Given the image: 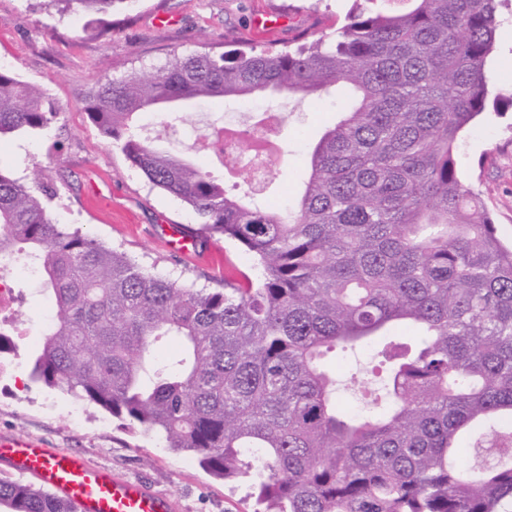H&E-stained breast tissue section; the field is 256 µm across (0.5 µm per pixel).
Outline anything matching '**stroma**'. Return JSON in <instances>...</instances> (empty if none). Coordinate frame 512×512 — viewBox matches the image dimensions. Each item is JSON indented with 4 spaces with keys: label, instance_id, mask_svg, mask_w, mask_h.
Masks as SVG:
<instances>
[{
    "label": "stroma",
    "instance_id": "stroma-1",
    "mask_svg": "<svg viewBox=\"0 0 512 512\" xmlns=\"http://www.w3.org/2000/svg\"><path fill=\"white\" fill-rule=\"evenodd\" d=\"M354 0H133L113 11L112 30L97 36L86 18L60 15L48 0H0V69L39 86L58 111L50 131L0 138V170L28 184L47 183L54 197L48 212L59 223L81 229L124 251L148 270L184 284L215 286L224 277L248 274L252 261L236 244L199 234L195 213L174 196L149 184L117 147L108 145L87 118L86 100L105 79L131 71L146 74L173 55L287 46L301 32H328L343 24ZM501 24L489 63L488 105L461 135L458 149L465 184L480 190L499 238L512 242V0H503ZM345 105L341 92L289 100L254 94L218 102L207 114L220 122L252 107L284 117L286 151L270 190L257 196L262 207L284 210L298 189L307 150ZM176 227L197 236L198 257L167 249L164 231ZM15 306L24 336L5 356L10 372L0 377V439L18 435L45 441L88 463L132 480H145L170 495L175 512H254L248 482L226 483L198 460L171 453L163 439L99 406L31 382L29 357L42 340L39 313L47 301L39 274H26Z\"/></svg>",
    "mask_w": 512,
    "mask_h": 512
}]
</instances>
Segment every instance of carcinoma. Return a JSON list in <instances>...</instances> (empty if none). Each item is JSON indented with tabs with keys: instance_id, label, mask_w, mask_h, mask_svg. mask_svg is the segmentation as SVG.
Masks as SVG:
<instances>
[{
	"instance_id": "cac0c4a2",
	"label": "carcinoma",
	"mask_w": 512,
	"mask_h": 512,
	"mask_svg": "<svg viewBox=\"0 0 512 512\" xmlns=\"http://www.w3.org/2000/svg\"><path fill=\"white\" fill-rule=\"evenodd\" d=\"M106 14L133 0H50ZM358 6L333 33L295 45L176 55L154 74L101 84L88 119L201 232L248 251L258 274L196 288L53 221L45 187L0 171V254L40 267L56 315L30 380L100 406L212 476L252 480L255 512H509L512 508V246L454 147L486 111L499 0ZM352 90L354 104L310 151L283 215L224 185L134 126L208 99L270 89ZM45 92L0 70V136L42 132ZM413 330L412 344L387 332ZM180 354L152 355L162 340ZM373 346L388 364L375 410L348 415L324 356ZM492 456L464 467L460 438ZM3 512H76L52 491L0 478Z\"/></svg>"
}]
</instances>
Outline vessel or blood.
<instances>
[{
    "label": "vessel or blood",
    "mask_w": 512,
    "mask_h": 512,
    "mask_svg": "<svg viewBox=\"0 0 512 512\" xmlns=\"http://www.w3.org/2000/svg\"><path fill=\"white\" fill-rule=\"evenodd\" d=\"M0 461L70 500L77 512H174L173 500L138 480L53 452L28 437L0 440Z\"/></svg>",
    "instance_id": "1"
}]
</instances>
